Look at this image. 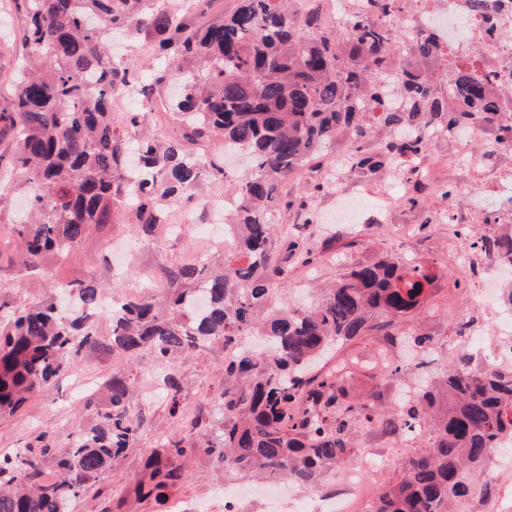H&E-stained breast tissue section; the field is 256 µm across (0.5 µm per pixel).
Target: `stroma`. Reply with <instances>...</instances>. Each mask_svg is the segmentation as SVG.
I'll return each mask as SVG.
<instances>
[{"label": "stroma", "mask_w": 512, "mask_h": 512, "mask_svg": "<svg viewBox=\"0 0 512 512\" xmlns=\"http://www.w3.org/2000/svg\"><path fill=\"white\" fill-rule=\"evenodd\" d=\"M158 43L145 33L119 37L115 44L117 58L136 75H145L150 84L154 112L148 113L142 125L160 147L179 145L203 154L210 168L205 189L216 196L230 195L246 174V167L224 156V143L215 138L194 144L187 137L188 127L174 114L170 104L179 93L177 81L157 61ZM455 139L432 144L442 164L441 185L455 187L471 197L485 190L482 181L468 176L466 170L447 168L449 151L455 150ZM15 144L0 141V171L10 170L11 183L0 181V323L9 320L17 308L43 304L57 298L60 286L97 280L123 296L138 293L150 282L169 288L168 270L190 255L218 264L224 251L211 241L196 235V224L213 223L211 214L189 206H169L168 224L158 225L151 235H144L133 209L114 202L112 221L91 226L89 232L65 257L47 256L34 268L22 264L13 245L14 228L27 207L24 178L14 165ZM322 170L314 166L306 180L291 178L281 186L283 207L273 213L277 230L303 241L312 254L310 264L293 265L287 280L275 283L272 302L276 307L302 305L311 288L335 281L347 268L374 260L387 253H412L418 264L434 273L435 278L419 307L399 320L391 331L378 330L360 336L336 350L332 363L355 361V392L368 399L378 413L372 422L359 424L350 434L355 450L384 451L399 442L401 432L386 424L395 414L400 401L397 388L381 377L374 367L378 352H386L394 363L411 366L407 385L418 390L423 379L440 372L446 357L433 356L408 343V335L417 333L433 337L448 345L450 354L460 353L465 344L456 334L459 314L483 321L485 313L471 303V293L459 265L465 250L460 239L449 236L447 224H429L428 213L448 212L452 205L433 190L414 192L412 186L393 173H386L374 183H366L364 175H351L347 187L403 198L396 211L375 222L372 213H363L356 224L324 223L326 209L334 198L315 192L313 186ZM419 204H412V197ZM96 344L84 347L75 357L73 374L59 380L50 390L29 396L22 409L13 415H0V454L26 447L41 432L48 433L54 447H65L74 426L88 425L92 412L80 409L79 397L92 393L105 401L106 382L114 371L125 370L138 380L133 398L134 410L142 412L145 423L142 436L112 466L108 467L80 500L77 512H166V506L154 501L140 502L129 496V489L140 478L145 462L160 451L158 436L173 430L174 420L169 405L158 392L149 360L127 362L110 347L111 324L100 318L94 323ZM179 373L191 397L197 403L196 418L209 423L214 412V397L224 385V348L212 345L208 350L188 356L178 364ZM201 437L186 435V450L180 457L183 478L176 487L177 495L190 501L208 499L216 485L224 481V473L213 464L200 446ZM480 484L486 485V498L497 502L502 512H512V471L502 472L495 462H488ZM483 498V499H486ZM483 499L474 498L468 512H481Z\"/></svg>", "instance_id": "35a3bbf8"}]
</instances>
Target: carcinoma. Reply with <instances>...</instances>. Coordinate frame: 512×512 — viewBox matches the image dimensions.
Wrapping results in <instances>:
<instances>
[{"label":"carcinoma","instance_id":"obj_1","mask_svg":"<svg viewBox=\"0 0 512 512\" xmlns=\"http://www.w3.org/2000/svg\"><path fill=\"white\" fill-rule=\"evenodd\" d=\"M9 2L25 19V63L0 75L12 96L10 111L0 112V136L16 143L15 165L30 194L33 221L15 226L24 261L34 266L50 253L67 256L90 226L112 220L116 172L129 145L112 125L111 92L134 84L142 98L149 95L112 57L109 39L119 28L155 35L170 74L182 82L175 109L192 126L190 140L220 137L248 154L251 167L236 189L237 242L223 267L177 265L163 301L140 292L112 307V349L169 366L163 397L171 416L192 431L199 422L184 416L176 362L214 343L231 352L210 431L202 434L205 453L225 475L307 486L345 467L354 454L353 427L376 411L335 369L314 366L339 344L391 327L416 309L433 277L387 254L344 272L310 308L273 307L272 281L288 279V266L272 254L279 184L340 137L347 143L340 171L377 178L389 167L415 176L414 162L432 143L424 131L448 138L493 124L512 106V72L496 76L497 90L479 55L453 57L431 31L408 37L361 20L335 28L321 8L298 18L287 0H238L224 22L188 34L178 22L181 3ZM371 2L388 16L407 6ZM463 8L492 29L505 15L503 0H464ZM135 150L139 167L126 176V190L150 233L164 215L162 202L202 196L206 165L192 152L160 149L145 134ZM464 242L512 265L511 234L474 241L466 235ZM64 291L75 300L74 316L52 304L22 307L0 325V413H15L30 394L51 387L72 370L73 355L94 344L91 319L104 290L82 281ZM253 335L265 338V350L249 347ZM470 364L468 355L456 356L396 412L394 427L406 434L430 417V445L381 490L373 512H467L489 448L512 438V419H504L512 412V369L478 373ZM135 386L134 377L117 371L107 404L87 400L94 421L68 436L59 479L39 480L52 449L45 432L37 444L0 456V512H73L74 500L140 439ZM164 448L166 459H150L133 488L139 501L182 479V441L170 435Z\"/></svg>","mask_w":512,"mask_h":512}]
</instances>
